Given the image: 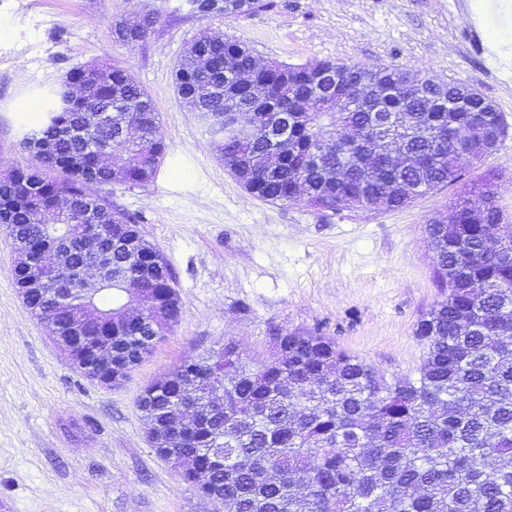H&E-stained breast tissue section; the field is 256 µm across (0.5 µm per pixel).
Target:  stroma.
Listing matches in <instances>:
<instances>
[{
  "mask_svg": "<svg viewBox=\"0 0 512 512\" xmlns=\"http://www.w3.org/2000/svg\"><path fill=\"white\" fill-rule=\"evenodd\" d=\"M148 39L122 45L110 22L137 20L139 0H0V179L34 165L19 144L27 106L75 68L116 63L152 97L167 153L142 186H113L167 258L178 324L118 385L84 376L31 314L13 280L18 256L0 227V512H213L210 500L150 446L138 398L173 367L235 340L266 358L271 333L317 331L385 376L413 374L419 317L442 300L425 227L460 192L450 186L398 209L338 213L271 204L247 192L208 146L174 91V72L205 28L264 62L318 60L411 69L468 84L512 121V81L486 77L465 34L492 0H272L247 17L201 18L180 0ZM499 172L512 214V135L466 167Z\"/></svg>",
  "mask_w": 512,
  "mask_h": 512,
  "instance_id": "stroma-1",
  "label": "stroma"
}]
</instances>
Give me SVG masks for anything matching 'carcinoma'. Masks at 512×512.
<instances>
[{"label":"carcinoma","mask_w":512,"mask_h":512,"mask_svg":"<svg viewBox=\"0 0 512 512\" xmlns=\"http://www.w3.org/2000/svg\"><path fill=\"white\" fill-rule=\"evenodd\" d=\"M196 1L202 18H239L270 7L266 0H188ZM158 19L149 5L137 24L114 18L112 38L144 41ZM186 55L204 58L206 66L176 69L182 106L232 176L270 203L303 201L339 212L363 197L401 208L418 198L411 194L418 185L427 195L461 181L464 155L485 151L492 126L504 138L512 128L471 86L396 66L324 60L257 69L245 43L207 28ZM228 60L254 71L253 82L230 79ZM338 88L359 93L370 111L336 108ZM44 97L48 107L22 124L21 144L60 177L18 167L0 180V225L32 246L29 263L14 271L16 287L32 276L74 279L85 226L99 224L103 254L141 288L148 314L168 317L169 334L181 301L167 260L146 240L141 247L154 258H130L119 242L139 235L137 225L86 192L90 184L105 190L154 178L166 145L151 97L117 64L72 70ZM99 109L112 112V127L88 125L87 113ZM250 111L256 116L250 134L224 123L226 112ZM380 120L394 132L404 129L406 166L389 163L391 142L376 138ZM349 126L356 136L344 139L339 131ZM275 128L286 138L278 165L269 168ZM492 177L498 174L470 180L446 210L449 223L426 225L445 297L417 323L426 351L414 374L388 379L317 332H273L281 355L252 367L230 341L222 364L210 356L180 364L138 399L160 424L157 454L181 466L182 480L205 497H220L223 512H512V225L498 199L477 208L469 200L490 195ZM46 224L64 226L70 252L64 265L41 261ZM23 301L48 321L58 344L81 313L79 303L59 305L41 291ZM83 335H111L134 359L154 350L145 340L149 329L123 317L91 321ZM186 390L194 393L199 427L183 423L177 409Z\"/></svg>","instance_id":"obj_1"}]
</instances>
